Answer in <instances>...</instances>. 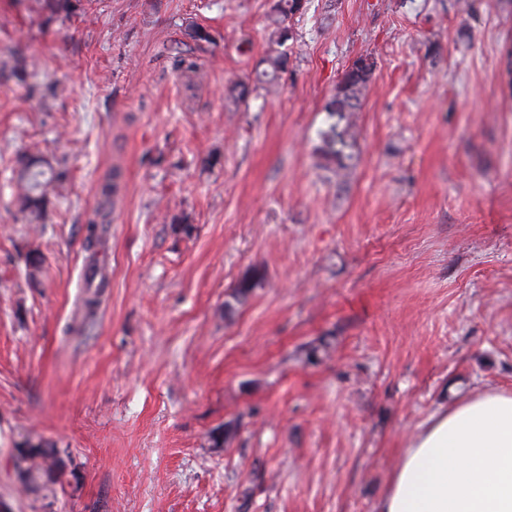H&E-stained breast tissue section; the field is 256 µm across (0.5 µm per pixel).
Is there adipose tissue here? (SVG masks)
Returning a JSON list of instances; mask_svg holds the SVG:
<instances>
[{
  "label": "adipose tissue",
  "instance_id": "1",
  "mask_svg": "<svg viewBox=\"0 0 512 512\" xmlns=\"http://www.w3.org/2000/svg\"><path fill=\"white\" fill-rule=\"evenodd\" d=\"M377 512H512V391L486 390L432 416Z\"/></svg>",
  "mask_w": 512,
  "mask_h": 512
}]
</instances>
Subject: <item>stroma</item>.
Masks as SVG:
<instances>
[{"instance_id":"obj_1","label":"stroma","mask_w":512,"mask_h":512,"mask_svg":"<svg viewBox=\"0 0 512 512\" xmlns=\"http://www.w3.org/2000/svg\"><path fill=\"white\" fill-rule=\"evenodd\" d=\"M71 3L0 0V500L376 512L432 415L512 391V0H308L271 88L273 0ZM365 55L339 176L318 133ZM25 154L66 174L41 224L17 204ZM29 438L66 463L36 491ZM117 178H112V182L104 184L101 188L102 202L100 208L96 211L95 216L88 220L86 225L87 235L85 238V246L89 251H94L101 241V230L104 228V218L106 205L110 204L112 196L118 189ZM98 218H101L99 221Z\"/></svg>"}]
</instances>
